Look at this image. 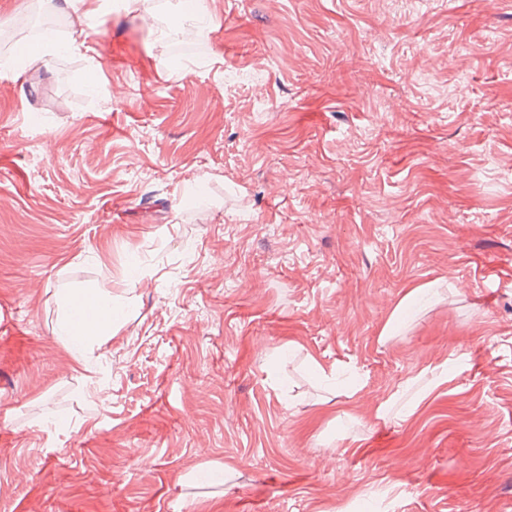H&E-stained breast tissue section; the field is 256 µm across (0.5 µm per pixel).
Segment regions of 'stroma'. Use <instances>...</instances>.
I'll return each mask as SVG.
<instances>
[{"instance_id":"1","label":"stroma","mask_w":512,"mask_h":512,"mask_svg":"<svg viewBox=\"0 0 512 512\" xmlns=\"http://www.w3.org/2000/svg\"><path fill=\"white\" fill-rule=\"evenodd\" d=\"M201 4L184 63L139 22L175 0L0 47V512H512V0ZM433 285L434 283H427L406 293L384 326L381 337H391L397 333L411 320L415 312L431 303L439 295V290L433 288ZM86 297L92 298L96 307L104 313V316L98 317L96 322L90 327L89 325L96 318L97 311L96 307L91 302L83 300L82 305L77 308L74 317L72 316L75 302L80 298L85 299ZM117 303V301L112 299L110 292L103 290L77 294L69 300L66 305L58 325V336H61L63 340L70 345L78 358L82 357L85 349L99 340L101 336H104L107 329L112 326V322L115 320L111 313L116 311ZM73 329L76 334H81L86 329L87 330L82 335H76ZM74 336L83 337L75 338ZM454 369L455 366H449L446 361L425 372H420L415 377L407 379L387 400L378 406L376 411L377 418L385 420L392 408L398 403H401L402 411L411 412L426 396L428 391L447 382L448 376ZM412 390L413 393L409 395Z\"/></svg>"}]
</instances>
